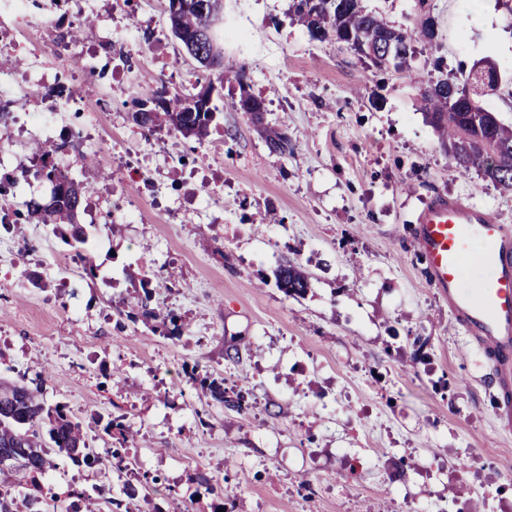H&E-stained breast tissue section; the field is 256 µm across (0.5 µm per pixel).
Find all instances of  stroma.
Wrapping results in <instances>:
<instances>
[{"label": "stroma", "instance_id": "stroma-1", "mask_svg": "<svg viewBox=\"0 0 512 512\" xmlns=\"http://www.w3.org/2000/svg\"><path fill=\"white\" fill-rule=\"evenodd\" d=\"M293 0H224V77L204 137L138 125L133 100L191 92L199 64L172 35L167 0H0V377L46 371L45 401L81 417L121 410L147 512H512V432L494 414L483 352L427 280L415 215L468 195L512 225V191L462 172L429 122L421 79L488 59L487 107L512 127V0H362L413 33L403 69L381 70L295 19ZM436 36L418 39L423 17ZM260 98L291 153L269 151L241 112ZM90 183L78 221L96 269L28 218L51 185L38 145ZM304 295L277 288L284 261ZM174 332L136 315L143 290ZM243 391L224 406L190 373ZM58 496L122 486L53 455ZM220 480L223 496L209 483Z\"/></svg>", "mask_w": 512, "mask_h": 512}]
</instances>
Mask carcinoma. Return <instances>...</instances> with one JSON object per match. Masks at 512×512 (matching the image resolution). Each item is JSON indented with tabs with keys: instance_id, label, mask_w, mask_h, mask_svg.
<instances>
[{
	"instance_id": "obj_1",
	"label": "carcinoma",
	"mask_w": 512,
	"mask_h": 512,
	"mask_svg": "<svg viewBox=\"0 0 512 512\" xmlns=\"http://www.w3.org/2000/svg\"><path fill=\"white\" fill-rule=\"evenodd\" d=\"M177 12L169 15L172 34L176 35L188 55L195 59L203 71L224 68L222 50L217 45L208 25L213 0H178ZM294 16L308 30L324 32L322 39L347 43L359 38H379L388 25L369 12L356 8L355 0H325L324 9L314 15L294 11ZM448 79L471 90L474 98L483 101L485 90L471 71L460 69L447 74ZM432 122L437 128H448L452 141V156L460 167L475 168L495 185L512 190V128L503 125L490 115L479 112L443 115L448 101L430 97ZM213 118L210 103L200 98V93L176 97L168 101L161 112H147L140 125L146 128L168 124L184 135H205ZM268 149L286 154L291 150L288 138L274 130L263 131ZM59 147L50 144L41 149L40 174L51 184L49 203L30 204L29 215L41 216V222L52 224L61 239L71 245L87 244L88 233L77 223L78 211L89 187L79 184L51 162ZM498 156L496 168H491V155ZM279 287L291 296L306 292L308 278L294 264L287 262L277 270ZM140 317L144 324L151 321H176L174 315L163 313L151 306V292L144 291L140 300ZM200 382L207 385L211 395L229 407H241L244 394L226 396L224 379L205 376ZM45 375L38 373L23 383L0 382V512H58V497L52 492L33 491L27 479L43 475L50 467L49 451L53 448L66 454L74 465L84 468H111L118 473L127 470L125 449L104 448L100 451L89 447V426L66 404L46 405L44 399ZM91 495L81 491L69 495L64 512H89Z\"/></svg>"
}]
</instances>
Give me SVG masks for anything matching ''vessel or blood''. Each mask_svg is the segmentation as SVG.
I'll list each match as a JSON object with an SVG mask.
<instances>
[{"mask_svg":"<svg viewBox=\"0 0 512 512\" xmlns=\"http://www.w3.org/2000/svg\"><path fill=\"white\" fill-rule=\"evenodd\" d=\"M413 233L429 284L488 360L495 416L511 430L512 226L470 198L437 195L417 214Z\"/></svg>","mask_w":512,"mask_h":512,"instance_id":"1","label":"vessel or blood"}]
</instances>
